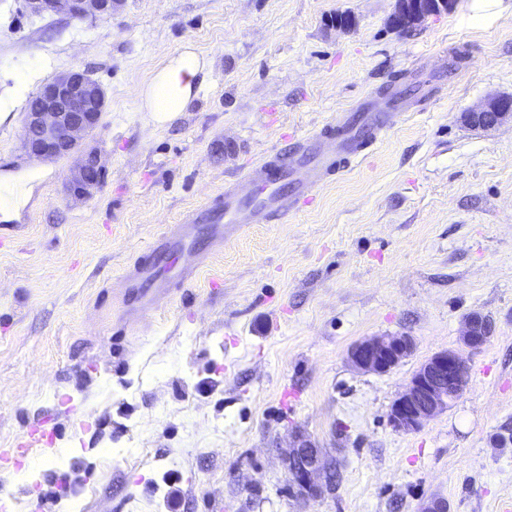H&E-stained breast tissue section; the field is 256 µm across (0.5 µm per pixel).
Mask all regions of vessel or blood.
I'll return each instance as SVG.
<instances>
[{
	"instance_id": "1",
	"label": "vessel or blood",
	"mask_w": 512,
	"mask_h": 512,
	"mask_svg": "<svg viewBox=\"0 0 512 512\" xmlns=\"http://www.w3.org/2000/svg\"><path fill=\"white\" fill-rule=\"evenodd\" d=\"M389 126L390 117L384 112L373 114L360 132L352 129L347 118H339L316 136L278 149L270 160L253 168L248 179L259 185L257 194H241L225 187L221 207L194 212L158 235L149 247L152 264L136 266L124 277L125 287L141 291L140 307L125 310V320L138 321L174 285L192 278L205 259L200 236H208L210 247H220L244 225L288 216L306 202L321 178L345 167V155L360 156Z\"/></svg>"
}]
</instances>
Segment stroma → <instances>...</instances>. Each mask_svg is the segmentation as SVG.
<instances>
[{
  "label": "stroma",
  "instance_id": "obj_1",
  "mask_svg": "<svg viewBox=\"0 0 512 512\" xmlns=\"http://www.w3.org/2000/svg\"><path fill=\"white\" fill-rule=\"evenodd\" d=\"M393 7L124 0L78 20L0 0V173L48 170L21 220L0 222V448L44 434L0 458V512H421L433 497L512 512V126L460 121L512 94V0H457L403 32ZM188 42L211 77L156 120L137 91ZM76 67L107 91L90 140L106 183L82 202L64 194L71 159L21 148L30 98ZM367 97L391 116L380 141L124 325L121 277L159 233ZM475 312L492 333L470 349ZM401 333L414 347L389 373L349 364L355 342ZM445 350L467 368L461 395L392 429L393 400ZM297 429L336 469L317 501L288 491ZM489 329L485 316L480 313H472L464 320L461 341L466 347H479L489 337Z\"/></svg>",
  "mask_w": 512,
  "mask_h": 512
}]
</instances>
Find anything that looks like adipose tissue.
Returning <instances> with one entry per match:
<instances>
[{
	"label": "adipose tissue",
	"mask_w": 512,
	"mask_h": 512,
	"mask_svg": "<svg viewBox=\"0 0 512 512\" xmlns=\"http://www.w3.org/2000/svg\"><path fill=\"white\" fill-rule=\"evenodd\" d=\"M210 76L209 63L192 44L167 57L139 92L143 111L171 120L186 111ZM39 178L34 174L0 176V220L20 219L35 195Z\"/></svg>",
	"instance_id": "1"
}]
</instances>
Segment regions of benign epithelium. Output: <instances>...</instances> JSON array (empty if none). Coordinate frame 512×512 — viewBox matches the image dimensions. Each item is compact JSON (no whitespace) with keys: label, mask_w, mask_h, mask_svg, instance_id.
<instances>
[{"label":"benign epithelium","mask_w":512,"mask_h":512,"mask_svg":"<svg viewBox=\"0 0 512 512\" xmlns=\"http://www.w3.org/2000/svg\"><path fill=\"white\" fill-rule=\"evenodd\" d=\"M32 16L64 15L75 19L107 20L121 0H22ZM455 0H395L390 15L391 27L410 30L426 18L448 12ZM107 106L104 87L87 71L70 69L52 76L37 93L35 102L25 110L22 148L38 159L76 157L66 184L69 196L85 200L101 190L105 167L98 152L83 150L86 137L99 125ZM468 128L489 133L512 123V95L496 94L463 113ZM485 316L472 313L465 318L462 343L470 348L483 345L489 337ZM414 346L406 334L373 336L355 343L347 359L358 370L384 374L398 366ZM465 368L460 354L453 350L427 359L394 399L388 416L397 431H415L447 410L464 386L458 379ZM291 476L294 494L307 500L323 495L321 479L329 467L328 459L316 442L303 433H295L284 459Z\"/></svg>","instance_id":"1"}]
</instances>
